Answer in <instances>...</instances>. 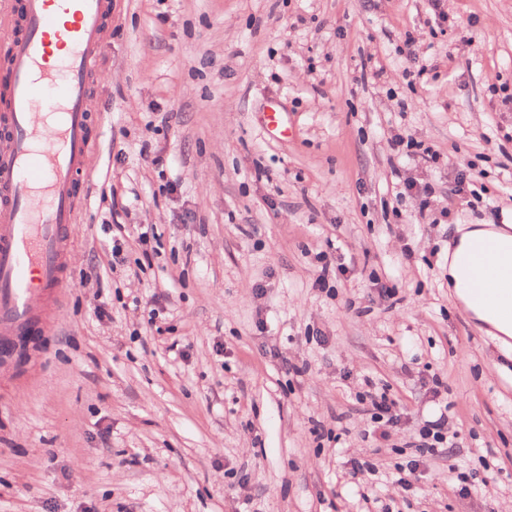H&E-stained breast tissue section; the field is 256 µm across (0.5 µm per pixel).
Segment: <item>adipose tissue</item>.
Here are the masks:
<instances>
[{
    "mask_svg": "<svg viewBox=\"0 0 512 512\" xmlns=\"http://www.w3.org/2000/svg\"><path fill=\"white\" fill-rule=\"evenodd\" d=\"M494 241L498 247L499 273L506 286L495 295H476L468 283L474 277L466 259L484 242ZM448 286L455 300L471 319L501 344L512 341V226L464 224L448 243Z\"/></svg>",
    "mask_w": 512,
    "mask_h": 512,
    "instance_id": "adipose-tissue-1",
    "label": "adipose tissue"
}]
</instances>
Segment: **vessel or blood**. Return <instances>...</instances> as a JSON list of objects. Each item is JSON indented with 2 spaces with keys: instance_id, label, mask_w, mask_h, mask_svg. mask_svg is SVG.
<instances>
[{
  "instance_id": "obj_1",
  "label": "vessel or blood",
  "mask_w": 512,
  "mask_h": 512,
  "mask_svg": "<svg viewBox=\"0 0 512 512\" xmlns=\"http://www.w3.org/2000/svg\"><path fill=\"white\" fill-rule=\"evenodd\" d=\"M112 0H25L0 54V336L22 333L46 288L67 287L77 185L88 173L92 74ZM492 248L475 254L476 289L497 287Z\"/></svg>"
}]
</instances>
